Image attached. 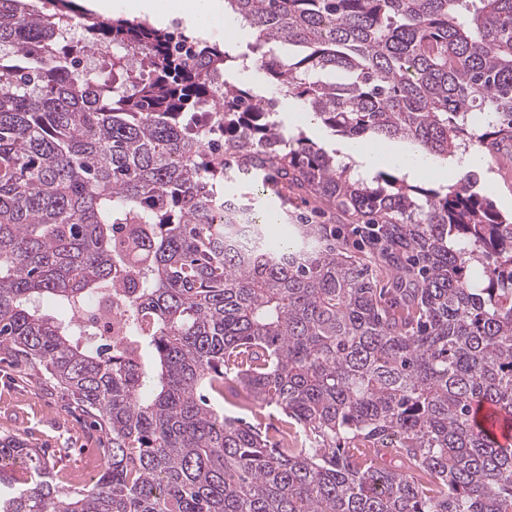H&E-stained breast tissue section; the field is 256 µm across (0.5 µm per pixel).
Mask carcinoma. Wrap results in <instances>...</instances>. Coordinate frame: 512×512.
<instances>
[{"instance_id":"carcinoma-1","label":"carcinoma","mask_w":512,"mask_h":512,"mask_svg":"<svg viewBox=\"0 0 512 512\" xmlns=\"http://www.w3.org/2000/svg\"><path fill=\"white\" fill-rule=\"evenodd\" d=\"M0 0V351L41 367L105 434L97 475L54 481L44 448L0 436L24 474L0 512H512V215L394 167L360 176L276 120L281 98L345 139L493 156L512 142V0H224L252 56L180 59L146 22L73 0ZM85 33L74 44L72 31ZM307 54L282 62L270 49ZM122 50L112 77L83 59ZM272 96L225 75L245 60ZM271 186L361 225L268 219L229 187ZM373 260L387 281L368 273ZM109 294L125 341L57 319ZM275 406L288 448L210 406Z\"/></svg>"}]
</instances>
